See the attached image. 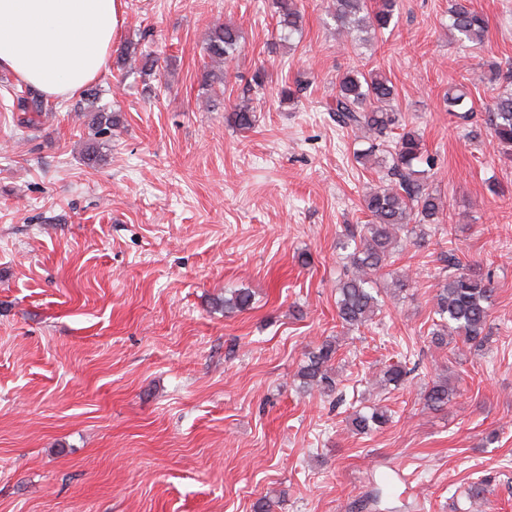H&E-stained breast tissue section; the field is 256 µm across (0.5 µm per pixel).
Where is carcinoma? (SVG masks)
Here are the masks:
<instances>
[{
  "label": "carcinoma",
  "mask_w": 512,
  "mask_h": 512,
  "mask_svg": "<svg viewBox=\"0 0 512 512\" xmlns=\"http://www.w3.org/2000/svg\"><path fill=\"white\" fill-rule=\"evenodd\" d=\"M277 28L280 41L289 44L302 33L303 15L296 0H276ZM397 0H332L329 6L337 29L347 35L364 32L377 35L389 29L394 21ZM450 28L461 42L484 39L488 23L485 16L472 8L470 0H453L450 8ZM241 35L237 27L229 23L212 27L207 35V51L210 57L231 59L239 51ZM116 70L120 77L141 74L150 77L159 69V58L139 42L127 41L116 49ZM9 93L18 111L25 113L20 123L35 124L36 118L55 110L53 104L31 86L21 82ZM86 110L95 113V134L103 135L117 125L116 115L96 107L99 89L95 86L83 92ZM396 90L392 81L377 70L347 71L336 84V94L327 111L336 125L354 132L355 136L369 143V147L356 153V158L373 159L379 168L380 183L364 197V208L370 221L357 229L348 230L343 248H352L346 255L343 278L337 286L336 314L341 325L360 328L367 325L382 311L384 301L378 288V279L386 275L385 269L394 251L400 247L399 232L414 238L421 245L429 237L427 226L437 225L435 231L445 234L440 227L443 204L440 198L427 192L422 183L424 171L416 169L424 158L422 139L415 130L403 127L402 116L392 105ZM448 112L460 118V109L467 105V91L462 85L448 89L445 98ZM226 122L238 129L249 130L256 122L252 101L243 100L230 107ZM486 124L492 140L505 149H512V75L500 88ZM401 133L391 137L393 131ZM455 273L438 283L431 332L432 342L448 343V335L455 334L477 351L488 343L486 328L490 317L494 292L491 277L464 268L454 254L446 257ZM252 294L236 290L224 298L226 312H242L250 308ZM337 347L329 341L322 342L308 354V360L297 372L304 391L319 390L329 393L336 390L330 362ZM411 369L407 364L389 365L383 371L382 382L398 389L407 383ZM457 387L448 385V378L439 377L426 388L422 400L429 410H440L455 398ZM390 420L387 410L373 406L369 411H357L351 418L352 429L367 433L380 429Z\"/></svg>",
  "instance_id": "carcinoma-1"
}]
</instances>
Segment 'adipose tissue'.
Here are the masks:
<instances>
[{
  "label": "adipose tissue",
  "mask_w": 512,
  "mask_h": 512,
  "mask_svg": "<svg viewBox=\"0 0 512 512\" xmlns=\"http://www.w3.org/2000/svg\"><path fill=\"white\" fill-rule=\"evenodd\" d=\"M121 0H0V71L72 98L109 67Z\"/></svg>",
  "instance_id": "adipose-tissue-1"
}]
</instances>
